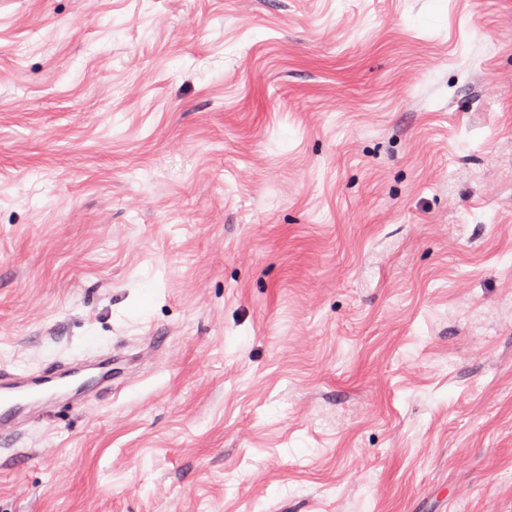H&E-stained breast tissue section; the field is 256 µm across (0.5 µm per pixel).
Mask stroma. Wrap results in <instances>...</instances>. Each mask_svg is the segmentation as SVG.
Masks as SVG:
<instances>
[{
	"label": "stroma",
	"mask_w": 512,
	"mask_h": 512,
	"mask_svg": "<svg viewBox=\"0 0 512 512\" xmlns=\"http://www.w3.org/2000/svg\"><path fill=\"white\" fill-rule=\"evenodd\" d=\"M106 354L0 512H512V0H0V367Z\"/></svg>",
	"instance_id": "stroma-1"
}]
</instances>
